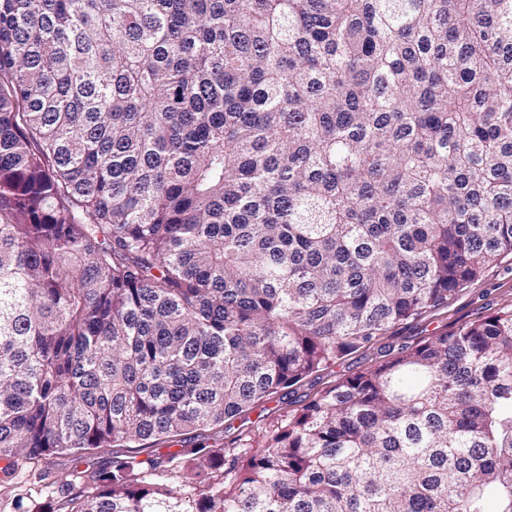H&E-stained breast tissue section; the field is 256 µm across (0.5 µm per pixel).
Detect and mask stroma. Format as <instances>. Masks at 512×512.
<instances>
[{
	"mask_svg": "<svg viewBox=\"0 0 512 512\" xmlns=\"http://www.w3.org/2000/svg\"><path fill=\"white\" fill-rule=\"evenodd\" d=\"M512 304V255L490 262L478 280L450 296L447 303L433 308L417 319L389 329L380 342L371 348L345 356L336 364L289 389L286 396L253 406L249 411L225 420L210 429L206 444L211 448H239L241 440L260 441L273 425L294 414L306 403L309 395L334 385L349 376L365 371L386 354L404 346H415L422 339L452 331L462 324L492 315ZM75 467L66 453L48 456L37 467L23 465L11 486L0 485V512H16V494L28 495L39 504L52 507L53 512H68V504L58 483L61 476Z\"/></svg>",
	"mask_w": 512,
	"mask_h": 512,
	"instance_id": "obj_1",
	"label": "stroma"
}]
</instances>
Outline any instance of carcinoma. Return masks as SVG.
I'll return each instance as SVG.
<instances>
[{
    "label": "carcinoma",
    "mask_w": 512,
    "mask_h": 512,
    "mask_svg": "<svg viewBox=\"0 0 512 512\" xmlns=\"http://www.w3.org/2000/svg\"><path fill=\"white\" fill-rule=\"evenodd\" d=\"M509 254L512 0H0V483L69 452L108 457L69 512H512V307L229 461L181 439Z\"/></svg>",
    "instance_id": "obj_1"
}]
</instances>
